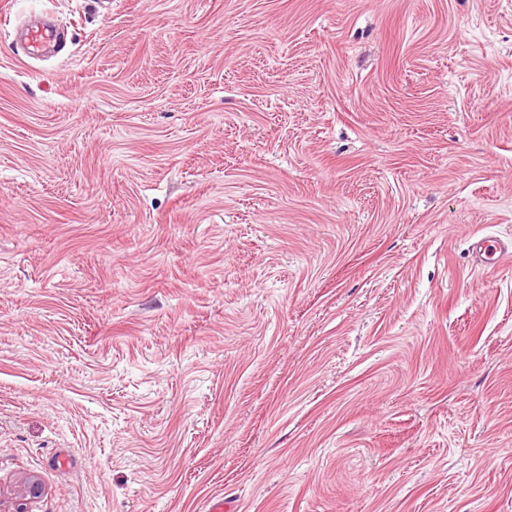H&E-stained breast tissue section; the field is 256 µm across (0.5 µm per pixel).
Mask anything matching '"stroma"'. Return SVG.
<instances>
[{"instance_id":"obj_1","label":"stroma","mask_w":512,"mask_h":512,"mask_svg":"<svg viewBox=\"0 0 512 512\" xmlns=\"http://www.w3.org/2000/svg\"><path fill=\"white\" fill-rule=\"evenodd\" d=\"M485 234L512 0H0V512H512ZM57 39L56 30L49 25L31 26L27 28L24 38L21 40L26 53L33 57H39L44 49Z\"/></svg>"}]
</instances>
